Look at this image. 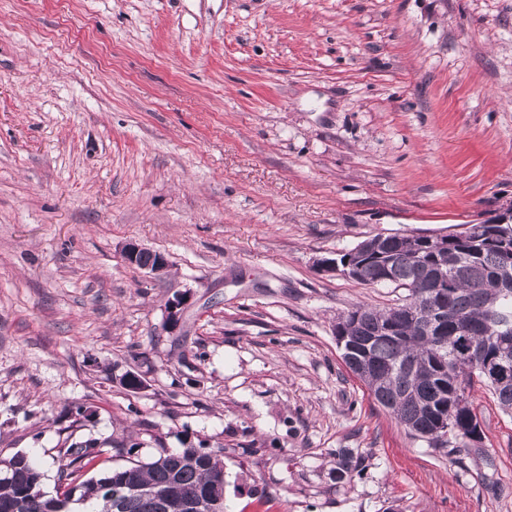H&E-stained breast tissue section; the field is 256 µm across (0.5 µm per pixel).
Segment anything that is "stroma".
<instances>
[{
  "mask_svg": "<svg viewBox=\"0 0 512 512\" xmlns=\"http://www.w3.org/2000/svg\"><path fill=\"white\" fill-rule=\"evenodd\" d=\"M509 205L512 0H0V459L51 496L65 438L203 445L224 512H512V415L476 382V450L411 436L335 335L403 289L319 265Z\"/></svg>",
  "mask_w": 512,
  "mask_h": 512,
  "instance_id": "obj_1",
  "label": "stroma"
}]
</instances>
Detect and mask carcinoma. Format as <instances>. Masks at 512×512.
Masks as SVG:
<instances>
[{"instance_id":"cac0c4a2","label":"carcinoma","mask_w":512,"mask_h":512,"mask_svg":"<svg viewBox=\"0 0 512 512\" xmlns=\"http://www.w3.org/2000/svg\"><path fill=\"white\" fill-rule=\"evenodd\" d=\"M506 254L512 256V226L472 224L465 237L450 235L446 243L416 234H377L341 256L355 263L360 284L407 291L400 304L357 306L338 319L343 361L412 436L450 455L481 440L468 395L473 378L512 414V332L484 334L497 314L512 321V287L502 280ZM437 286L447 291L448 317L430 327L426 291ZM106 452L95 439L59 448L58 484L66 492L55 497L41 492V475L26 456L0 461V512H71L72 504L88 501L97 504L96 512H112L116 490L123 492L118 512H163L159 502L130 487H150L159 495L224 493L220 450L162 448L98 478L87 476Z\"/></svg>"}]
</instances>
